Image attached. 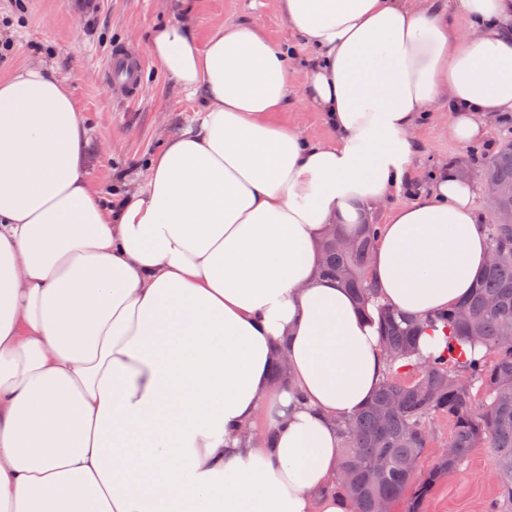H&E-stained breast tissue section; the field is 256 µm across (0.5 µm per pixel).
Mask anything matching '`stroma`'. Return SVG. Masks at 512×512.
<instances>
[{"label": "stroma", "instance_id": "35a3bbf8", "mask_svg": "<svg viewBox=\"0 0 512 512\" xmlns=\"http://www.w3.org/2000/svg\"><path fill=\"white\" fill-rule=\"evenodd\" d=\"M190 6L197 42L224 25L258 21L276 44L294 41L278 0H0V40L13 41L0 60V78L15 69L44 65L65 81L89 125L87 167L94 185L130 191L144 177L146 159L198 118L199 98L188 96L148 55L155 25L177 20ZM122 46L144 57L140 92L126 99L106 76L104 61ZM512 135V120H490L482 141L459 145L448 136L440 113L430 112L418 130V183L428 188L440 164H466L480 181L486 159ZM490 448H475L457 470L438 481L418 512H489L498 496Z\"/></svg>", "mask_w": 512, "mask_h": 512}]
</instances>
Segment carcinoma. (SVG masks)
<instances>
[{"label":"carcinoma","instance_id":"obj_1","mask_svg":"<svg viewBox=\"0 0 512 512\" xmlns=\"http://www.w3.org/2000/svg\"><path fill=\"white\" fill-rule=\"evenodd\" d=\"M482 179L512 186V138L484 164ZM495 207L507 219L484 225L488 265L465 301L436 316L449 332L442 352L420 355L419 324L387 305L379 307L380 345L389 364L406 365L402 372H389L366 405L341 425L336 492L347 498L351 512H378L380 504L407 491L439 415L451 423L448 443L416 496L485 444L492 448L500 490L492 512H512V196ZM379 231L377 224H363L349 242L338 232L322 243L323 273L363 307L376 298L368 264Z\"/></svg>","mask_w":512,"mask_h":512}]
</instances>
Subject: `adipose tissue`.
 Instances as JSON below:
<instances>
[{"instance_id":"obj_1","label":"adipose tissue","mask_w":512,"mask_h":512,"mask_svg":"<svg viewBox=\"0 0 512 512\" xmlns=\"http://www.w3.org/2000/svg\"><path fill=\"white\" fill-rule=\"evenodd\" d=\"M278 2L310 62L253 22L202 45L192 17L154 27L201 121L116 199L66 83L0 78V512H347L338 425L387 364L321 271L327 230L386 210L370 276L422 320L488 264L477 185L414 189L415 132L443 112L467 145L512 113V0ZM292 102L332 141L278 122ZM259 419L272 441L242 434Z\"/></svg>"}]
</instances>
